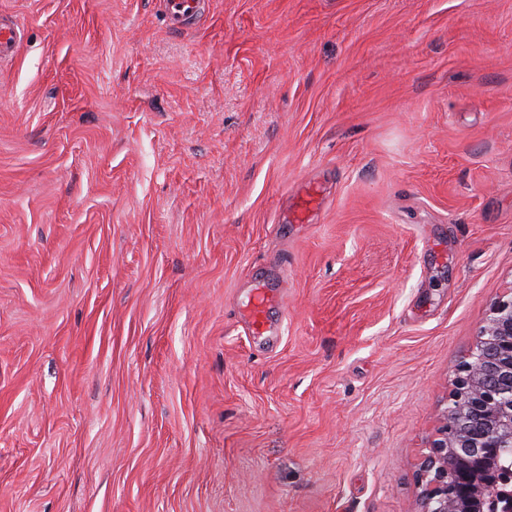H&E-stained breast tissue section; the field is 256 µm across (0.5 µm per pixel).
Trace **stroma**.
Returning <instances> with one entry per match:
<instances>
[{
  "label": "stroma",
  "mask_w": 512,
  "mask_h": 512,
  "mask_svg": "<svg viewBox=\"0 0 512 512\" xmlns=\"http://www.w3.org/2000/svg\"><path fill=\"white\" fill-rule=\"evenodd\" d=\"M0 19V512H416L512 297V0ZM262 289L263 288L256 289L247 304L249 324L252 333L256 336H264L269 329L266 308L271 302V299Z\"/></svg>",
  "instance_id": "1"
}]
</instances>
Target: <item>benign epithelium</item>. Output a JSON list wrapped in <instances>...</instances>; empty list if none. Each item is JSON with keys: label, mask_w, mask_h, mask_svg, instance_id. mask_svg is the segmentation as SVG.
<instances>
[{"label": "benign epithelium", "mask_w": 512, "mask_h": 512, "mask_svg": "<svg viewBox=\"0 0 512 512\" xmlns=\"http://www.w3.org/2000/svg\"><path fill=\"white\" fill-rule=\"evenodd\" d=\"M453 381L452 407L420 465V512H479L512 450V297L497 301Z\"/></svg>", "instance_id": "obj_1"}]
</instances>
